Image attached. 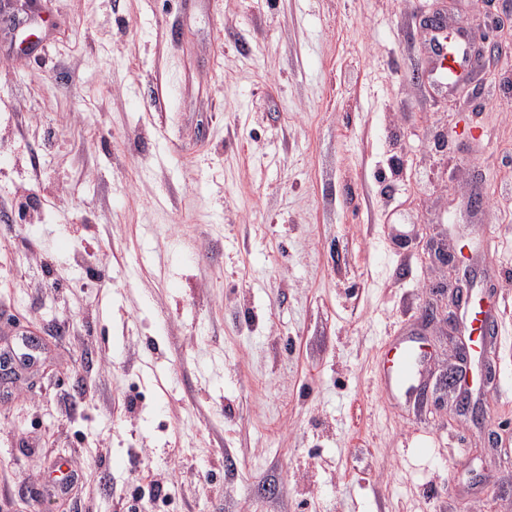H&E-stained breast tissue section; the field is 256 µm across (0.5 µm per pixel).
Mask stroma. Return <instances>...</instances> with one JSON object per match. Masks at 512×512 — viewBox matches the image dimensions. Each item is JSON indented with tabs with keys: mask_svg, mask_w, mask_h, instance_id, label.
Instances as JSON below:
<instances>
[{
	"mask_svg": "<svg viewBox=\"0 0 512 512\" xmlns=\"http://www.w3.org/2000/svg\"><path fill=\"white\" fill-rule=\"evenodd\" d=\"M510 9L0 0V512L61 457L74 512H512V53L425 74ZM432 237L495 286L481 425L381 385L452 358ZM477 35L470 30H459L447 35L439 32L434 38V53L438 58V65L432 74L437 83L449 85L462 76H466L471 69L469 48ZM420 353L418 349L404 342L386 353V375L388 389L394 394H403L412 388Z\"/></svg>",
	"mask_w": 512,
	"mask_h": 512,
	"instance_id": "stroma-1",
	"label": "stroma"
}]
</instances>
